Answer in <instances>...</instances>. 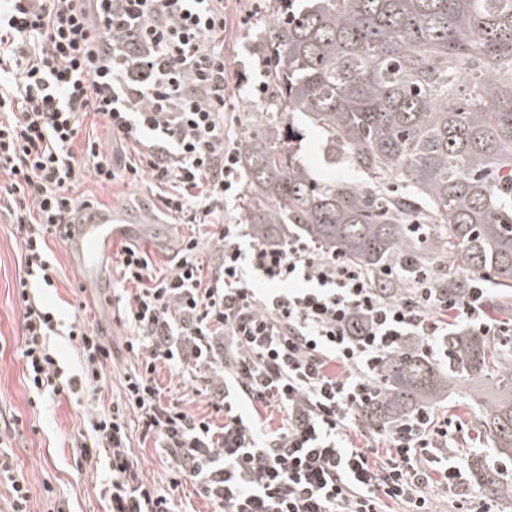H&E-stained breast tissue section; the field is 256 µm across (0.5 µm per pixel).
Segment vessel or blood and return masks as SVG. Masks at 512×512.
<instances>
[{"label": "vessel or blood", "instance_id": "obj_1", "mask_svg": "<svg viewBox=\"0 0 512 512\" xmlns=\"http://www.w3.org/2000/svg\"><path fill=\"white\" fill-rule=\"evenodd\" d=\"M127 221V215L113 207L85 208L74 214L66 248L88 296L105 297L111 292L112 282L107 270L114 259L115 243L127 232Z\"/></svg>", "mask_w": 512, "mask_h": 512}]
</instances>
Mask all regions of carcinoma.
I'll use <instances>...</instances> for the list:
<instances>
[{"label": "carcinoma", "mask_w": 512, "mask_h": 512, "mask_svg": "<svg viewBox=\"0 0 512 512\" xmlns=\"http://www.w3.org/2000/svg\"><path fill=\"white\" fill-rule=\"evenodd\" d=\"M289 2L271 5L263 47L274 60L265 128L238 144L254 237L296 224L370 272L403 257L427 270L446 256L461 268L437 277L450 298L467 294L470 274L512 291V0H310L295 11ZM293 116L320 128L328 156L347 155L367 182L313 179L282 137ZM418 224L434 235L421 239ZM444 346V366L417 349L387 354L363 417L393 426L463 381L492 384L476 424L496 464L476 452L467 468L486 493L512 497L502 473L512 463V335L454 328Z\"/></svg>", "instance_id": "carcinoma-1"}]
</instances>
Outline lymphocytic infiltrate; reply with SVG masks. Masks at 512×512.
Masks as SVG:
<instances>
[{
  "label": "lymphocytic infiltrate",
  "instance_id": "obj_1",
  "mask_svg": "<svg viewBox=\"0 0 512 512\" xmlns=\"http://www.w3.org/2000/svg\"><path fill=\"white\" fill-rule=\"evenodd\" d=\"M0 9V212L24 231L15 282L20 357L30 388L56 398L101 392L112 348L102 329L60 326L35 296L52 286L50 238H64L87 180L149 175L166 211L206 237L184 240L174 269L157 272L138 246L114 260L126 351L137 360L118 393L86 414L75 448L105 457L109 512H173L169 493L193 481L214 512H433L429 450L448 441L429 410L393 426L394 451L372 462L348 432L372 401L378 367L409 340L437 349L449 326L499 336L485 308L487 275L449 299L433 272L397 261L369 272L289 233L255 239L232 214L238 150L224 124L230 64L224 0H8ZM101 119L137 163L119 166L90 133ZM211 257H204L206 243ZM396 282L393 290L383 289ZM64 331L81 371L65 374L51 341ZM347 368L336 375L331 364ZM166 367L203 385L223 426L166 400ZM282 415L277 429L261 411ZM153 435L171 465L168 490L138 472L133 426ZM10 512H28L29 488L10 436L0 435V484Z\"/></svg>",
  "mask_w": 512,
  "mask_h": 512
}]
</instances>
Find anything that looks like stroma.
<instances>
[{
    "label": "stroma",
    "mask_w": 512,
    "mask_h": 512,
    "mask_svg": "<svg viewBox=\"0 0 512 512\" xmlns=\"http://www.w3.org/2000/svg\"><path fill=\"white\" fill-rule=\"evenodd\" d=\"M248 0H228L224 54L231 64L243 65L248 87L232 93L227 102L226 119L234 139L262 131L267 111L266 100L253 98L249 87L261 81V64L253 49L269 29L271 15L268 7H261L247 26H240L238 15L249 9ZM297 139L293 147L310 175L317 180L336 179L363 182L362 173L350 165L328 167L320 149V134L301 118L290 120ZM150 178L129 183L99 184L88 180L78 186L74 194L93 205H112L128 209L140 222V231L132 235L131 243L144 248L155 267L171 270L183 240L198 234V225L187 219L170 215L157 194L150 188ZM19 225L8 215L0 216V433L12 434L16 464L25 476L30 490L29 512H107L109 505L102 493L108 477L103 459L96 458L77 464L72 440L84 426L92 397L75 401L67 397L57 400L39 396L30 390L26 372L19 357L23 334V320L14 296V285L24 262L21 258ZM56 272L52 288L43 290L42 297L51 305L61 323L79 317L101 326L114 350V364L108 370L110 388H119L125 372L136 365V358L124 347L129 330L121 321L116 300L102 302L88 298L78 284V275L70 266L65 244L50 240ZM156 377L167 398L201 417L209 416L211 408L204 394L195 392L194 381L159 368ZM469 383L463 382L443 394L431 405L436 424H447L450 448L448 453L464 460L473 448L486 447L487 442L478 434L475 422L480 413L468 399ZM131 452L143 477L160 489L169 486V464L154 437L133 429Z\"/></svg>",
    "instance_id": "obj_1"
}]
</instances>
